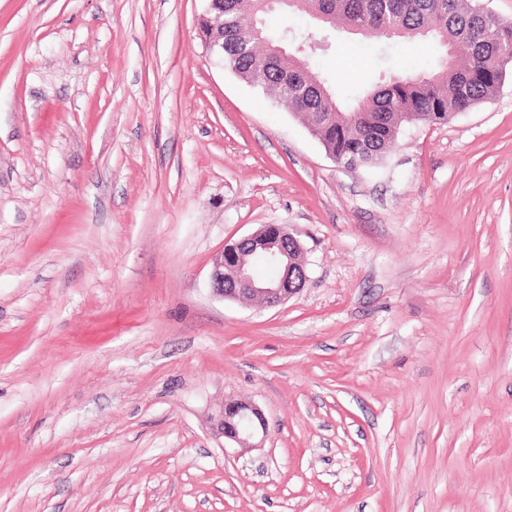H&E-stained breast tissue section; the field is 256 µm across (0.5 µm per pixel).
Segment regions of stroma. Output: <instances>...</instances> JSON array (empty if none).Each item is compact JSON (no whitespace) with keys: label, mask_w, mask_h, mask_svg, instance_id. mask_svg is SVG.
<instances>
[{"label":"stroma","mask_w":512,"mask_h":512,"mask_svg":"<svg viewBox=\"0 0 512 512\" xmlns=\"http://www.w3.org/2000/svg\"><path fill=\"white\" fill-rule=\"evenodd\" d=\"M205 0H0V512H512V79L345 170L209 59ZM339 97L431 41L308 15ZM262 224L307 281L214 297ZM256 404L258 448L224 438ZM258 240H269L262 248L268 261L283 270L278 281L252 277L246 255L238 246H252ZM256 281H255V280ZM307 281L305 252L299 239L284 224H262L254 232L238 239L232 248L215 254L210 272V287L223 300H254L259 306L275 307L298 293ZM224 438L236 443L241 448L258 446L253 443L260 437L267 436V421L263 413L250 402H225L220 422Z\"/></svg>","instance_id":"obj_1"}]
</instances>
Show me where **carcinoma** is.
<instances>
[{
    "label": "carcinoma",
    "instance_id": "obj_1",
    "mask_svg": "<svg viewBox=\"0 0 512 512\" xmlns=\"http://www.w3.org/2000/svg\"><path fill=\"white\" fill-rule=\"evenodd\" d=\"M279 8L311 16L327 10L363 36L429 37L446 49L437 68L384 72L375 85L342 102L329 79L298 71L302 54L269 52L298 38L263 24L264 0H224V56L245 83L308 122L336 163L376 169L400 129L412 122L446 123L490 98L512 78V23L476 11L475 0H295Z\"/></svg>",
    "mask_w": 512,
    "mask_h": 512
}]
</instances>
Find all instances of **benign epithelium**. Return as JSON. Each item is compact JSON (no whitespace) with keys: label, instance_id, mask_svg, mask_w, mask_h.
<instances>
[{"label":"benign epithelium","instance_id":"7a95c632","mask_svg":"<svg viewBox=\"0 0 512 512\" xmlns=\"http://www.w3.org/2000/svg\"><path fill=\"white\" fill-rule=\"evenodd\" d=\"M205 32L200 34L206 52L215 57L224 51V22L202 18ZM259 240L266 258L283 271L278 281L256 283L248 269L246 255L238 247L252 246ZM307 281L305 252L299 239L284 224H262L254 232L224 248L212 260L210 287L213 294L228 300H254L260 306L275 307L298 293ZM222 434L241 448H252L254 440L267 436L263 413L250 402H226L220 422Z\"/></svg>","mask_w":512,"mask_h":512}]
</instances>
